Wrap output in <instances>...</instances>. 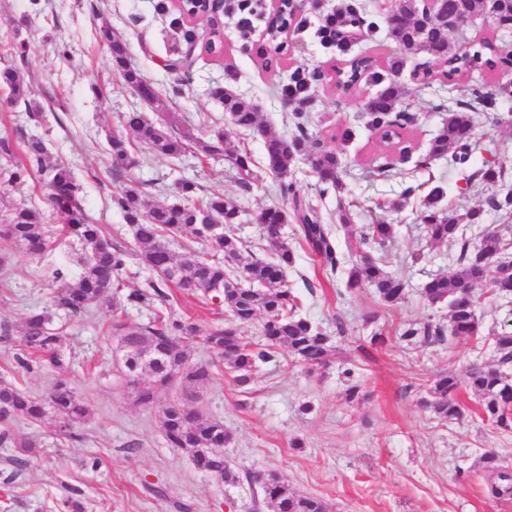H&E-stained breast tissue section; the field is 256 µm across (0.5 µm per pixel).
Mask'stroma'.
Segmentation results:
<instances>
[{
  "instance_id": "35a3bbf8",
  "label": "stroma",
  "mask_w": 512,
  "mask_h": 512,
  "mask_svg": "<svg viewBox=\"0 0 512 512\" xmlns=\"http://www.w3.org/2000/svg\"><path fill=\"white\" fill-rule=\"evenodd\" d=\"M338 2L326 0L323 9L303 11L308 26L292 34L284 61L273 72L243 50L236 17L224 15L223 53L196 56L184 75L164 66L177 35L170 16L158 10V0H0V69L16 66L32 74V97L43 113L41 122L30 121L24 103L12 101L8 89L0 87V138L9 139L15 149L25 139L42 138L54 160L74 168L86 213L130 252L138 246L112 204L113 195L133 181L151 203H168L171 185L184 177L197 183L201 195L221 194L236 202L241 216L234 233L260 258L266 241L257 217L263 209L281 205L279 181L264 166L260 135L241 134L209 89L223 84L257 105L273 130L290 133L292 109L284 105L280 88L300 65L322 73L304 107L307 128L338 153L350 196L371 207L400 201L404 183L429 181L443 187L445 201L458 212L476 205L479 197L463 176L482 168L485 155L473 154L461 169L431 163L429 142L447 116L443 102L465 98L474 85L512 83V74L487 71L447 85H423L412 73L427 64V57L408 60L396 80L404 92L403 105L416 121L403 132L411 152L399 156L361 118L364 101L377 90L373 80L362 82L359 95L348 100L334 88L333 67L345 54L366 51L383 62L397 53L382 26L385 12L376 0H362L366 19L379 28L343 52L322 45L315 34L323 14L332 13ZM104 22L124 39L130 64L157 89L162 106L140 99L124 83L98 34ZM61 47L66 56H58ZM132 110L151 120L162 110L176 113L180 129L204 139L223 131L225 151L190 154L172 167L143 148L136 169H117L107 150V134ZM473 125L477 135L493 137L497 159L512 162V98L497 99L491 109L474 113ZM347 130L353 133L348 140L343 137ZM233 151L249 153L256 164L257 177L250 185L242 184L229 157ZM10 167V158L0 153V219L13 206L28 204L52 222L39 178L6 183ZM288 179L331 225H338L336 195L320 196L307 162L292 168ZM400 203V209L381 214L395 226L387 268L408 283L405 300L395 306L382 302L373 289L347 290L345 273L326 271L299 244L295 224L285 227L296 256L286 282L300 297L301 312L330 336L334 354L327 366L311 370L280 348L270 361L258 364L249 385L238 386L225 369L190 402V409L223 420L230 432L223 451L237 472L234 485L199 471L184 451L165 443L160 407L181 399L180 388L160 390L155 406L146 408L116 384L106 333L113 319L109 302L81 317L53 312L54 326L64 330L67 369L57 373L17 365L21 322L29 311L46 306L54 286L48 266L65 264L75 272L79 265L67 248L37 259L0 238V380L43 396L58 379H66L90 412L79 444L62 440L50 421H0V512H64L63 500L69 496L82 502L83 512H180L184 507L189 512H272L256 482L271 472L297 493L327 503L330 512H512V499L489 494L480 463L484 453L493 452L512 468V431L486 421L478 398L466 387L458 394L465 408L459 420L440 419L422 404L441 375L463 381L472 363L493 362L491 336L512 330V301L477 287L480 340L403 341L400 332L407 323H446L447 305L430 304L420 287L430 276L454 272L457 265L453 249L427 238L417 219L420 197ZM166 312L204 329L222 326L226 319L203 299L179 293ZM371 316L376 319L372 325L367 322ZM340 320L347 329L342 337L336 334ZM376 325L385 329L386 345L371 344L369 334ZM352 382L360 389L351 399L346 389ZM28 438L38 442L37 458L29 469L15 471L9 462L14 444Z\"/></svg>"
}]
</instances>
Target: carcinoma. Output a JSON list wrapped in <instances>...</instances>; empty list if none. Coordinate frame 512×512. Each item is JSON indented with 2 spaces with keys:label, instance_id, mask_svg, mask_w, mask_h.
Returning a JSON list of instances; mask_svg holds the SVG:
<instances>
[{
  "label": "carcinoma",
  "instance_id": "1",
  "mask_svg": "<svg viewBox=\"0 0 512 512\" xmlns=\"http://www.w3.org/2000/svg\"><path fill=\"white\" fill-rule=\"evenodd\" d=\"M463 4L468 5L475 16H485L491 8L486 0H446L442 14L450 17ZM340 8L346 22H355L368 33L376 30L375 22H366L363 6L358 0H342ZM396 8L421 34L413 41L410 29L386 24L387 36L400 49L397 56L387 61L386 73L376 71L378 64L363 56H355L336 69L338 81L348 91H358L359 78L367 73L375 79L378 90L365 102L363 119L381 140L395 142L402 138V130L414 120L411 113L402 109V88L393 80L409 57L427 56L442 67V73L453 77H462L478 67L491 70L497 60V45L489 40L479 43L470 52H454L448 24L418 14L416 0H397ZM291 17L289 0H283V10L278 17L259 16L264 21L270 46L284 41ZM171 24L179 31V41L171 49L166 69L171 72L185 69L192 52L198 49L211 52L196 27L187 25L183 16L173 18ZM99 33L108 43L112 63L120 70L125 83L139 98L155 102L154 87L127 64V44L107 26L100 27ZM318 79L317 73L296 68L290 76L294 93L287 100L301 105L308 103L312 82ZM0 84L9 90L13 101H22L28 108L34 103L30 98L31 82L18 68L0 70ZM501 94L512 96V84L474 89L469 99L457 100L455 105L448 107L447 118L430 140L429 159L448 157L454 164H465L473 153L487 149L483 138L475 136L470 112L493 106ZM212 95L224 104V111L229 113L236 128L260 134L266 169L280 180L279 193L283 198L289 197L292 204L290 212L276 205L261 212L271 258H255L242 263L244 244L226 231L239 223L240 218V210L232 199L222 195L200 198L196 194V184L182 179L173 184L172 202L154 206L146 202L139 187L132 184L115 196L113 203L123 212L140 247V260L153 271L155 279L144 289L126 292L122 278L127 265L126 250L108 241L102 225L89 222L82 208L80 187L73 169L53 161L43 141L29 139L22 149V158L13 165L8 182H21L34 172L41 177L49 189L51 206L62 221V235L68 238V243L79 255L81 271L74 277L60 268L51 271L57 288L49 296V306L24 316L23 348L16 356L18 364L27 367L35 362L57 370L69 363L63 350V331L53 326V309L80 316L109 292L113 305L121 308L128 305L155 307L168 303L170 294L166 289L175 288L186 295L199 296L218 309L227 308L228 326L210 331L204 340L218 361H223L233 373L237 385L245 386L251 382L256 364L270 359L271 350L277 347L286 348L288 354L309 368L327 365L333 355L330 339L319 326L301 314L298 296L285 281L286 271L293 265L295 256L288 244L280 239V227L290 217L296 221L299 240L321 258L330 273L346 268V288L368 285L385 303L394 305L403 300L406 288L403 279L387 271L382 258L376 256L393 239L394 225L384 221L366 225L357 246L352 249L356 257L346 264L338 251L331 225L324 223L317 208L301 198L293 183L288 181L291 167L306 160L322 186L321 194L345 188L336 151L321 148L318 140L309 137L305 113L293 112L295 131L290 135L279 134L259 124L253 103L219 85ZM174 126L175 117L168 113L156 122L145 119L140 112L126 113L123 132L108 138L113 164L124 170L139 166V157L127 148L132 141L143 144L147 150L172 163L181 162L189 148L190 135L170 132ZM511 178L512 170L496 159L486 162L483 168L468 176L467 181L481 193L480 185L505 186ZM443 195L442 188H432L423 197L418 219L432 241L459 246L457 269L449 275L430 279L421 291L432 304L448 302V325L409 323L400 337L411 343L418 339L442 341L447 335L463 340L481 335L480 297L474 292L478 284H487L500 296L512 294V267L503 236L487 232L477 237V244H470L468 233L480 224L483 208L476 206L464 215H454L439 207ZM485 203L496 212L512 215V190L490 195L485 198ZM186 232L202 244V250L191 251L179 258L170 252L168 239ZM55 233L56 230L44 224L43 213L28 206L11 209L4 223L0 224L1 238L36 257L52 251ZM227 258L243 264L242 270L226 266ZM261 313L265 315V343L244 341L238 335L236 325L248 324ZM200 332L195 323L173 319L161 310L143 326L112 322L110 335L119 355V376L125 386H133L132 397L136 404L152 405L162 388L177 385L186 391H195L214 379L220 367L218 361H189L188 348ZM493 341L496 361L472 365L467 372V387L481 401L488 421L511 430L512 376L507 370L512 367V331L493 336ZM458 387L459 382L452 375L439 378L431 390L430 399L425 401L426 406L442 419H459L464 410L456 397ZM161 415L163 436L171 447L184 450L197 469L215 479L227 485L237 482L235 469L221 451L224 443L230 440L223 421L192 410L185 412L177 402L164 405ZM47 418L66 423L61 437L79 442L83 439L81 426L88 420L89 410L66 380H57L52 391L43 397L32 396L15 385L0 382V420L23 419L38 424ZM17 448L18 453L12 456L11 462L18 470L30 467L37 442H21ZM481 463L488 472L491 495L511 497L512 474L502 470L497 454H484ZM257 482L263 499L274 512H327L325 502L298 494L276 475L259 477Z\"/></svg>",
  "mask_w": 512,
  "mask_h": 512
}]
</instances>
